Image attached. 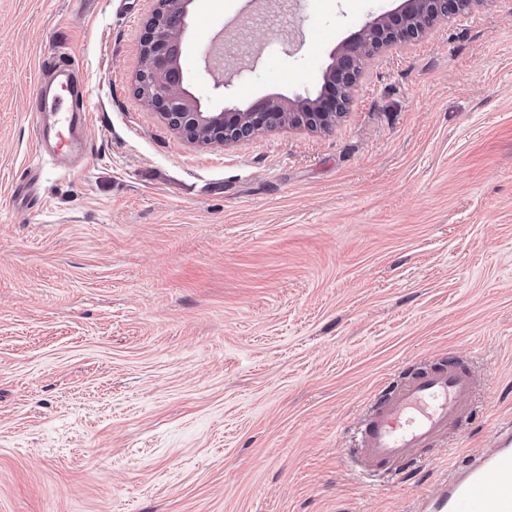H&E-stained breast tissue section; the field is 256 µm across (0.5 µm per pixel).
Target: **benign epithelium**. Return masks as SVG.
I'll use <instances>...</instances> for the list:
<instances>
[{
	"instance_id": "benign-epithelium-1",
	"label": "benign epithelium",
	"mask_w": 512,
	"mask_h": 512,
	"mask_svg": "<svg viewBox=\"0 0 512 512\" xmlns=\"http://www.w3.org/2000/svg\"><path fill=\"white\" fill-rule=\"evenodd\" d=\"M481 0H404L401 20L379 14L365 22L359 32L342 43L324 73L325 81L346 88L331 97L298 96L291 106L267 98L245 109L226 108L204 112L200 102L182 84L174 83L172 72L185 43L187 17L193 0H158L142 42L143 69L137 77V95L161 118L189 141L203 145L225 144L253 137L258 131L305 125L328 129L349 110V90L356 83L366 53L419 38L439 20L465 14Z\"/></svg>"
}]
</instances>
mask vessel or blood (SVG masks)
<instances>
[{"mask_svg": "<svg viewBox=\"0 0 512 512\" xmlns=\"http://www.w3.org/2000/svg\"><path fill=\"white\" fill-rule=\"evenodd\" d=\"M36 87L37 113L51 116L53 133L39 132L40 159L72 156L84 149L82 132L92 121L90 87L75 59L47 62ZM482 385L460 356L417 370L409 379H387L369 400L351 432L344 460L357 464L371 486L404 479L405 464L421 466L424 451L448 434L464 436L476 412ZM422 512H512V429L495 434L486 453H475L451 479L421 501Z\"/></svg>", "mask_w": 512, "mask_h": 512, "instance_id": "obj_1", "label": "vessel or blood"}]
</instances>
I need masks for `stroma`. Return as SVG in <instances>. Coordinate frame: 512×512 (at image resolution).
<instances>
[{"label": "stroma", "instance_id": "35a3bbf8", "mask_svg": "<svg viewBox=\"0 0 512 512\" xmlns=\"http://www.w3.org/2000/svg\"><path fill=\"white\" fill-rule=\"evenodd\" d=\"M395 0H194L185 87L317 96ZM157 0H0V512H416L512 421V0L367 57L327 130L198 145L136 94ZM82 64L77 162L36 160L40 65ZM463 355L485 398L402 487L341 456L378 385Z\"/></svg>", "mask_w": 512, "mask_h": 512}]
</instances>
